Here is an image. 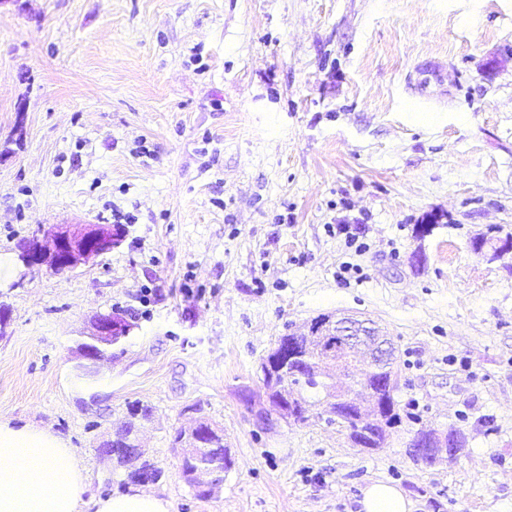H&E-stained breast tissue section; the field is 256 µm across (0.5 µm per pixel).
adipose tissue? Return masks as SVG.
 <instances>
[{"mask_svg":"<svg viewBox=\"0 0 512 512\" xmlns=\"http://www.w3.org/2000/svg\"><path fill=\"white\" fill-rule=\"evenodd\" d=\"M84 469L74 449L53 432L0 421V512H170L157 492L87 497ZM360 512H411L396 486L375 481L362 490Z\"/></svg>","mask_w":512,"mask_h":512,"instance_id":"ef3b65f1","label":"adipose tissue"}]
</instances>
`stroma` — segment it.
I'll use <instances>...</instances> for the list:
<instances>
[{
  "label": "stroma",
  "instance_id": "obj_1",
  "mask_svg": "<svg viewBox=\"0 0 512 512\" xmlns=\"http://www.w3.org/2000/svg\"><path fill=\"white\" fill-rule=\"evenodd\" d=\"M426 59L445 77L424 103ZM118 212L134 221L94 261H17L50 225ZM494 224L512 228V0L0 5V420L60 435L91 494H119L98 445L141 400L171 512H358L374 480L413 512H512V254L471 248ZM336 312L398 348L414 418L385 448L266 397L278 337ZM100 313L129 333L83 378ZM202 417L234 460L205 500L173 445ZM422 426L465 446L414 462Z\"/></svg>",
  "mask_w": 512,
  "mask_h": 512
}]
</instances>
